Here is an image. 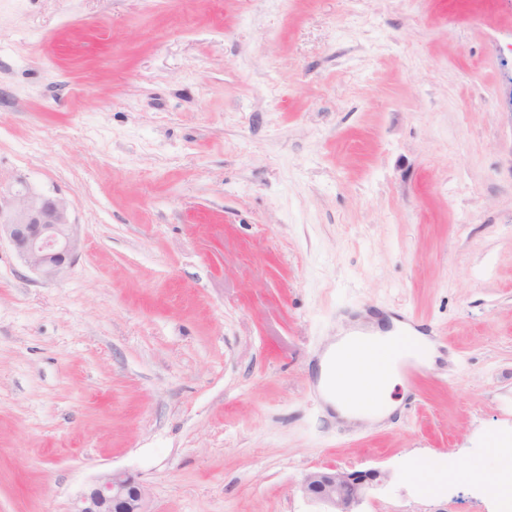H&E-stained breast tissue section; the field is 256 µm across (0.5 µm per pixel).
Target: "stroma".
<instances>
[{
  "label": "stroma",
  "mask_w": 512,
  "mask_h": 512,
  "mask_svg": "<svg viewBox=\"0 0 512 512\" xmlns=\"http://www.w3.org/2000/svg\"><path fill=\"white\" fill-rule=\"evenodd\" d=\"M79 226L53 280L0 243V512L102 476L155 512H500L512 473V0H0V196ZM414 316L399 409L315 398L339 325ZM382 474L377 470L346 471L328 467L307 473L301 484L302 495L322 510L316 512H357L354 510Z\"/></svg>",
  "instance_id": "35a3bbf8"
}]
</instances>
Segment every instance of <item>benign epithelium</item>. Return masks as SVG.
<instances>
[{
    "mask_svg": "<svg viewBox=\"0 0 512 512\" xmlns=\"http://www.w3.org/2000/svg\"><path fill=\"white\" fill-rule=\"evenodd\" d=\"M12 244L24 264L54 279L75 262L81 239L67 202L24 186L12 199H0V240ZM381 477L377 470L346 471L328 467L307 473L302 495L320 512H355L366 490ZM74 512H153L146 485L123 471L99 479L78 498Z\"/></svg>",
    "mask_w": 512,
    "mask_h": 512,
    "instance_id": "obj_1",
    "label": "benign epithelium"
}]
</instances>
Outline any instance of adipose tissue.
Masks as SVG:
<instances>
[{"label":"adipose tissue","mask_w":512,"mask_h":512,"mask_svg":"<svg viewBox=\"0 0 512 512\" xmlns=\"http://www.w3.org/2000/svg\"><path fill=\"white\" fill-rule=\"evenodd\" d=\"M356 335V329L351 328L337 336L319 362L322 397L348 421L368 419V408L377 399L387 409H394L391 393L402 382L397 362L384 347L392 338L391 332H368L361 343Z\"/></svg>","instance_id":"obj_1"}]
</instances>
